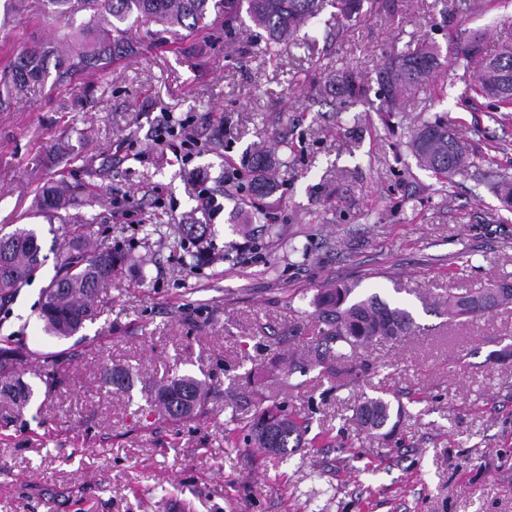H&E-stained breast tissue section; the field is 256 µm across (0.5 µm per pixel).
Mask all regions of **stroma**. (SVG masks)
<instances>
[{"mask_svg": "<svg viewBox=\"0 0 512 512\" xmlns=\"http://www.w3.org/2000/svg\"><path fill=\"white\" fill-rule=\"evenodd\" d=\"M364 0L356 19L325 7L308 41L269 52L242 26L224 33L212 10L172 33L135 23L136 56L89 89L45 83L0 107V226L36 229L42 266L0 309V344L27 356L36 395L23 411L0 401V512H512V307L449 322L448 294L512 280V208L495 193L512 177V122L472 108L455 64L387 113L375 82L384 55L484 35L512 43V0ZM29 13L0 14V48L58 39ZM369 84L337 125L327 97L338 71ZM194 119L191 161L159 148L167 119ZM447 117L478 151L476 167L438 182L406 148L412 128ZM288 139V179L245 204L226 176L253 143ZM223 190L204 244L153 235L200 218L194 172ZM95 182L86 214L128 260L98 297V319L58 339L39 318L66 227L37 215L35 189ZM267 213L242 236L243 213ZM407 308L413 335L373 343L335 381L287 373V335L313 336L310 301L328 282ZM131 372L129 394L105 369ZM55 370L53 387L40 376ZM189 374L210 387L195 419L174 421L143 399ZM387 388L405 412L394 435H368L360 396ZM274 404L309 423L302 448L278 460L246 446L242 427Z\"/></svg>", "mask_w": 512, "mask_h": 512, "instance_id": "obj_1", "label": "stroma"}]
</instances>
